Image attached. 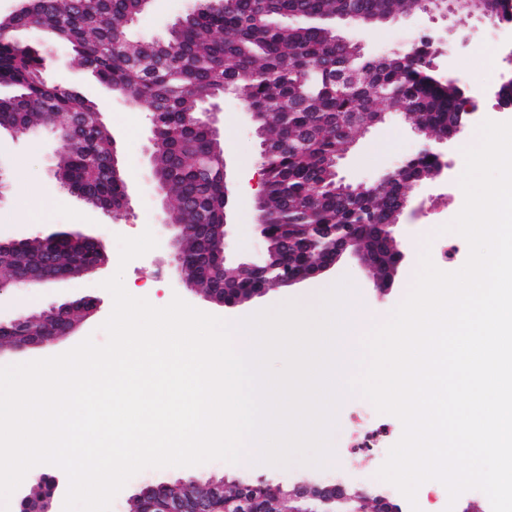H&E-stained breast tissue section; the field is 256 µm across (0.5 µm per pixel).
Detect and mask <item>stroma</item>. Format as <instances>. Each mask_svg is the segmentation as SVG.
Here are the masks:
<instances>
[{"instance_id": "1", "label": "stroma", "mask_w": 512, "mask_h": 512, "mask_svg": "<svg viewBox=\"0 0 512 512\" xmlns=\"http://www.w3.org/2000/svg\"><path fill=\"white\" fill-rule=\"evenodd\" d=\"M194 4L195 0H154L133 33L138 37H165L168 26L190 12ZM336 33L362 43L369 59L392 55L422 35L433 36L438 40L436 63L439 70L466 85L474 99V123L450 146L448 170L413 186L408 193L397 236L406 242L409 254L399 270L397 285L390 293H378L361 257L352 253L345 255L335 269L313 280L271 288L265 295L233 308L212 304L200 292L187 289L171 265L167 233L159 224L162 200L150 179V168L142 150L146 131L145 108L126 105L88 71L73 64L64 47L48 45L44 54L52 83L78 87L86 97L97 102L108 101L105 122L117 140L131 205L116 215L85 203L60 185L54 177L61 148L56 126L39 127L15 138H0V237L27 238L44 229L84 231L103 242L108 256L104 265L90 273L18 288L0 297V313L4 315L21 311L37 313L63 300L87 295L104 300L100 311L84 319L71 335L22 354L2 353L0 362L7 364L56 356L88 338L96 344H104L107 334L102 325L112 311L113 298L102 283L118 272L123 275L125 287L145 291L153 306H167L177 296L196 309L229 322L278 307L298 296L318 293L345 277L351 281L367 313L376 319H384L401 303L414 282L424 247L439 240V228L449 224L463 207L464 196L459 191V179L464 171L462 154L465 148L478 145L479 123L487 119L512 121V108H499L493 96L501 83L499 74L506 68L501 58L512 53V31H500L496 19L481 14L474 15L462 25L452 13L428 9L369 27L352 29L340 22L336 25ZM219 127L230 180L241 183L253 178L261 169L262 140L250 116L244 112L242 102L233 95L224 98ZM421 144L422 139L415 134L410 122L398 113L387 112L383 122L357 132L354 145L339 162V176L353 185L374 183L387 170L416 155ZM227 214L234 225V233L227 241V253L240 260L263 255L266 244L255 231L252 191H245L238 201L230 203ZM147 230L156 237L157 247L130 260L127 265H120L118 237L132 238ZM360 402V397L352 396L340 405L332 434L336 460L325 467L317 468L297 460L285 467L212 460L189 467L147 468L132 477L117 494L111 512H127V499L139 485L181 478L215 476L230 482L250 475L287 477L295 481L315 476L331 479L338 475L354 484H378L377 472L383 464L382 459L371 461L356 456L349 448L350 413ZM417 503L421 512H444L448 507L453 512H465L470 506L477 507L479 512H491L490 502L483 492L466 491L452 504L448 501L446 488L437 481L420 486Z\"/></svg>"}]
</instances>
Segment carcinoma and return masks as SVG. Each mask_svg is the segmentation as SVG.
<instances>
[{
    "label": "carcinoma",
    "instance_id": "obj_1",
    "mask_svg": "<svg viewBox=\"0 0 512 512\" xmlns=\"http://www.w3.org/2000/svg\"><path fill=\"white\" fill-rule=\"evenodd\" d=\"M409 2L227 0L220 11L210 0H196L176 37L165 41L130 38L129 28L141 12L139 0H98L92 9L82 0H31L27 8L1 18L0 25L14 33L46 34L69 48L77 64L101 84L151 113L158 126L152 164L167 194L179 203L172 218L186 230V263L201 288L217 291L226 280L235 288L254 284L235 268L218 275L215 245L227 207L224 164L213 156L208 130L186 124L184 114L198 111L204 91L224 86L268 126L262 165L265 223L273 246L283 239L302 241L313 224H347L354 226L353 234L379 269L396 261L386 244L388 225L409 187L432 175L434 158L423 154L408 160L401 178L374 197L343 191L333 161L347 150L353 114L374 118L378 101L412 114L424 138L453 132L454 114L462 104L459 86L437 73L424 41L411 46L409 59L393 55L369 61L355 44L311 20L356 9L376 24L403 12ZM45 65L37 46L15 38L0 44V84L13 88L10 97H0V135L24 134L50 115H66L67 124L59 129L60 184L79 188L92 206L121 213L126 181L112 170V136L106 127L80 120L83 112L100 111L99 103L76 88L37 80ZM42 251L37 240L1 251L0 277L18 264L39 267ZM97 257L91 247L66 243L55 252L61 270ZM63 317L78 320L81 309L60 307L51 318L33 314L8 336L46 333Z\"/></svg>",
    "mask_w": 512,
    "mask_h": 512
}]
</instances>
